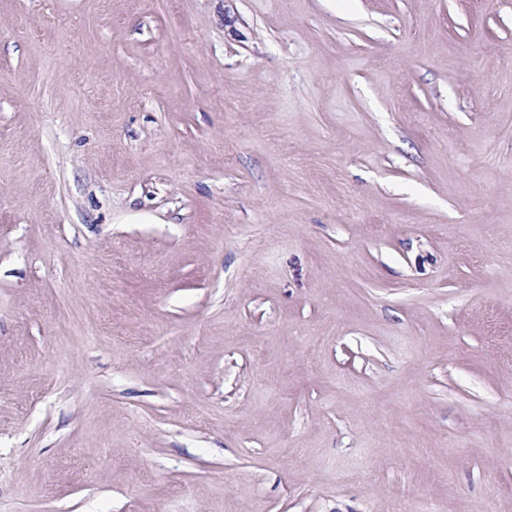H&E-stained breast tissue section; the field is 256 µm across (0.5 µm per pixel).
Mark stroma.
Masks as SVG:
<instances>
[{
    "label": "stroma",
    "mask_w": 512,
    "mask_h": 512,
    "mask_svg": "<svg viewBox=\"0 0 512 512\" xmlns=\"http://www.w3.org/2000/svg\"><path fill=\"white\" fill-rule=\"evenodd\" d=\"M0 512H512V0H0Z\"/></svg>",
    "instance_id": "obj_1"
}]
</instances>
